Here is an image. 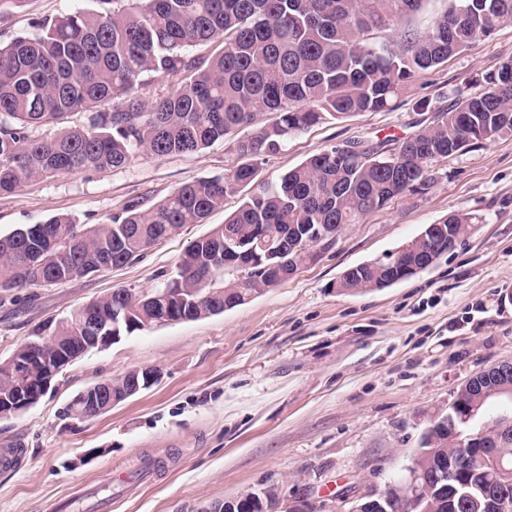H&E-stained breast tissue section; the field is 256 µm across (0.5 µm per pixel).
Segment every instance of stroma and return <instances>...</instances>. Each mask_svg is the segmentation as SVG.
<instances>
[{
  "instance_id": "stroma-1",
  "label": "stroma",
  "mask_w": 512,
  "mask_h": 512,
  "mask_svg": "<svg viewBox=\"0 0 512 512\" xmlns=\"http://www.w3.org/2000/svg\"><path fill=\"white\" fill-rule=\"evenodd\" d=\"M92 0H0V43L92 8ZM512 58V26L421 72L390 110L320 123L265 156L274 181L309 156L352 140L402 139L480 91ZM236 135L197 152L26 181L0 192V235L68 215L103 224L147 208L183 184L240 162ZM421 195H403L346 225L335 244L251 302L195 321L153 327L93 349L47 395L0 419V512H96L108 471L130 482L112 512H206L277 485L305 512H348L353 491L406 479L421 436L470 378L512 362V135L434 161ZM227 195L205 223L185 225L125 266L0 296V360L35 329H53L114 289L160 287L191 241L241 203ZM451 212L481 217L473 233L425 271L389 287L342 294L341 273L398 250ZM158 383L82 420L68 416L86 387L137 367Z\"/></svg>"
}]
</instances>
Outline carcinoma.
Instances as JSON below:
<instances>
[{"instance_id": "1", "label": "carcinoma", "mask_w": 512, "mask_h": 512, "mask_svg": "<svg viewBox=\"0 0 512 512\" xmlns=\"http://www.w3.org/2000/svg\"><path fill=\"white\" fill-rule=\"evenodd\" d=\"M95 7L39 26L33 36L0 45V192L31 178L126 165L141 147L157 156L197 152L249 127L259 113L269 123L237 141L242 162L222 176L187 183L148 208L132 206L110 224L82 228L67 215L0 236V292L45 286L120 267L141 257L187 224L224 208V197L252 185L224 224L194 240L162 286L118 288L56 326V345L42 329L18 348L27 362L16 376L0 361V419L13 416L17 397L36 405L47 393L46 367L56 349L76 360L94 336H131L168 318L192 321L241 306L271 284L268 260L248 276L224 269V245L276 253L279 271L313 259L316 244L336 242L346 224L405 193H424L433 161L512 133V60L484 77V89L436 113L429 125L388 148L362 140L323 150L275 182H259L258 157L277 153L309 127L360 112L390 109L414 77L448 56L512 25V0H448L425 32L405 20L425 0H92ZM397 30L380 42L374 33ZM219 43L206 58L187 50ZM170 80L146 107L137 95L147 78ZM83 110L88 123L50 140L29 128ZM477 217L450 213L449 237L464 240ZM288 250H279L283 238ZM385 261L356 265L341 292L382 288ZM448 433L421 436L416 464L431 487L429 506L448 512V481L433 478L447 457ZM506 469L473 464L455 484L459 512H488L486 495L499 486L512 495V450Z\"/></svg>"}]
</instances>
